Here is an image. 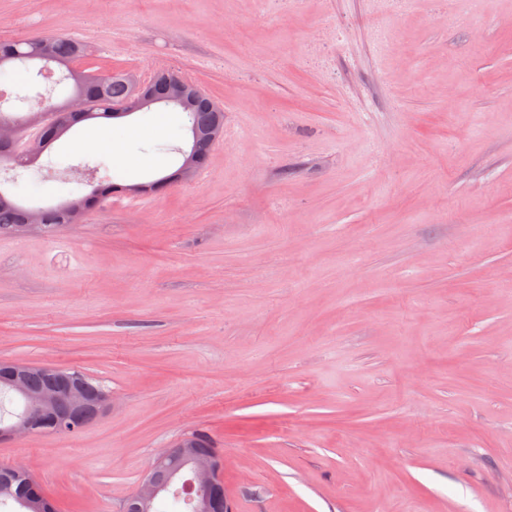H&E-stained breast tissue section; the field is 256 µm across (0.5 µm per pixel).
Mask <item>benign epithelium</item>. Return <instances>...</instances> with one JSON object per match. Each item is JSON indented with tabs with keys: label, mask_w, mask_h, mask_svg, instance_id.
<instances>
[{
	"label": "benign epithelium",
	"mask_w": 512,
	"mask_h": 512,
	"mask_svg": "<svg viewBox=\"0 0 512 512\" xmlns=\"http://www.w3.org/2000/svg\"><path fill=\"white\" fill-rule=\"evenodd\" d=\"M134 97L125 106L117 107L112 113L116 118L138 112L155 104L149 86L151 75L143 74L132 78ZM33 110L37 116L29 122V126L40 124L58 112L45 95L33 101ZM21 127L10 129V138L21 144L23 155H35L39 140L33 136L26 140L20 138ZM47 369L57 374L58 387L43 392H32L24 381L25 368L22 366L3 367V380L13 393L26 402L25 412L9 426L0 430V438L26 437L43 431L44 422H50V428L58 431L67 430L73 415L91 411L96 419L105 414L111 407L112 397L109 394L88 400L77 376L49 365ZM11 472L28 487L27 507L42 512L49 496L41 487L32 481V477L23 465H16ZM193 489L190 503L194 512H222L227 508L224 494V463L220 452L212 449L209 454L202 455L194 448L193 436L181 439L171 448L159 450L141 480L138 489L130 496L133 512H153V505L164 494H175L180 484Z\"/></svg>",
	"instance_id": "benign-epithelium-1"
}]
</instances>
